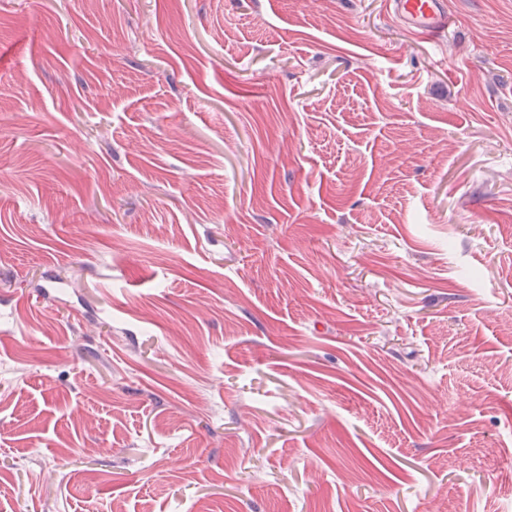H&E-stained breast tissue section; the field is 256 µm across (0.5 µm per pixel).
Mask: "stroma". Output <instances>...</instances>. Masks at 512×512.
Instances as JSON below:
<instances>
[{"label":"stroma","mask_w":512,"mask_h":512,"mask_svg":"<svg viewBox=\"0 0 512 512\" xmlns=\"http://www.w3.org/2000/svg\"><path fill=\"white\" fill-rule=\"evenodd\" d=\"M0 0V512H512V0ZM397 15L418 34L439 39L452 25L443 0H395Z\"/></svg>","instance_id":"1"}]
</instances>
